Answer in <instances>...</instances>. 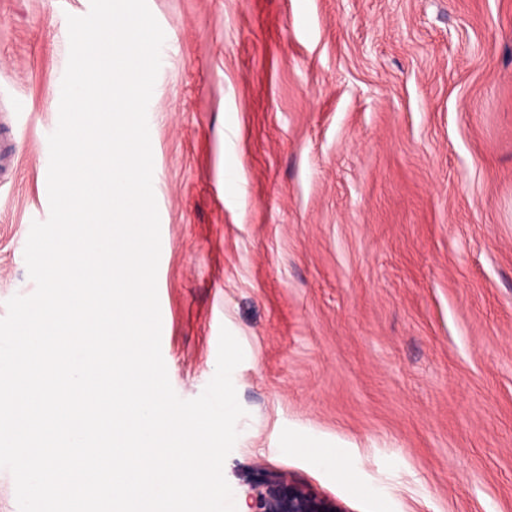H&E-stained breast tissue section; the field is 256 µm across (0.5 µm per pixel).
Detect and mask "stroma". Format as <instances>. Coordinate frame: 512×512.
I'll return each mask as SVG.
<instances>
[{"label": "stroma", "mask_w": 512, "mask_h": 512, "mask_svg": "<svg viewBox=\"0 0 512 512\" xmlns=\"http://www.w3.org/2000/svg\"><path fill=\"white\" fill-rule=\"evenodd\" d=\"M172 40L147 113L165 321L182 399L221 329L246 414L223 473L237 512L287 474L340 512H512V0H148ZM0 0V318L56 122L68 16ZM349 444L347 485L283 455ZM376 496L363 493V486Z\"/></svg>", "instance_id": "obj_1"}]
</instances>
